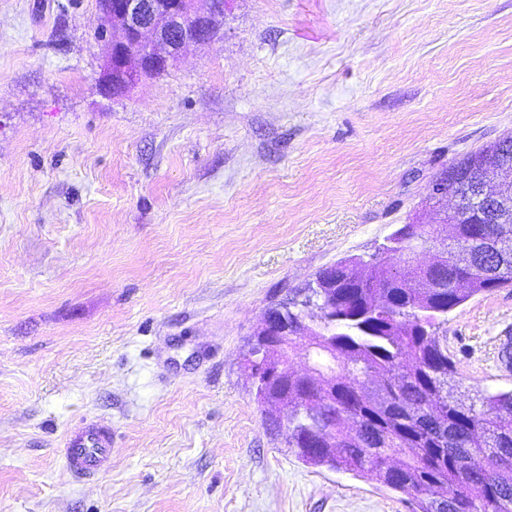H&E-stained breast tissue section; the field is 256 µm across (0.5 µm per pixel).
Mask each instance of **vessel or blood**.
<instances>
[{
  "label": "vessel or blood",
  "instance_id": "vessel-or-blood-1",
  "mask_svg": "<svg viewBox=\"0 0 512 512\" xmlns=\"http://www.w3.org/2000/svg\"><path fill=\"white\" fill-rule=\"evenodd\" d=\"M62 455L75 475H104L112 466V433L94 423L79 425L69 434Z\"/></svg>",
  "mask_w": 512,
  "mask_h": 512
}]
</instances>
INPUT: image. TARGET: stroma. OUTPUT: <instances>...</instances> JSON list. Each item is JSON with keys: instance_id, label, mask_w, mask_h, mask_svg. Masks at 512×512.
Listing matches in <instances>:
<instances>
[{"instance_id": "1", "label": "stroma", "mask_w": 512, "mask_h": 512, "mask_svg": "<svg viewBox=\"0 0 512 512\" xmlns=\"http://www.w3.org/2000/svg\"><path fill=\"white\" fill-rule=\"evenodd\" d=\"M99 25L0 0V512H411L290 452L247 342L512 137V0H231L122 96ZM447 336L466 385L512 389V288ZM82 420L112 427L105 476L60 454Z\"/></svg>"}]
</instances>
